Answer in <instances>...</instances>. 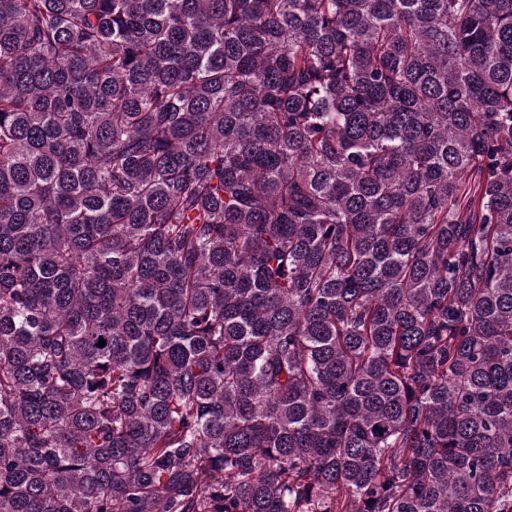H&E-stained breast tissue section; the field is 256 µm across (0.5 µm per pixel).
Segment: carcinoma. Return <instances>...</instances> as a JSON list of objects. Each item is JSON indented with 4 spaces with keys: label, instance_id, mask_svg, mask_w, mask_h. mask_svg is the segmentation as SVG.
Instances as JSON below:
<instances>
[{
    "label": "carcinoma",
    "instance_id": "cac0c4a2",
    "mask_svg": "<svg viewBox=\"0 0 512 512\" xmlns=\"http://www.w3.org/2000/svg\"><path fill=\"white\" fill-rule=\"evenodd\" d=\"M0 512H512V0H0Z\"/></svg>",
    "mask_w": 512,
    "mask_h": 512
}]
</instances>
